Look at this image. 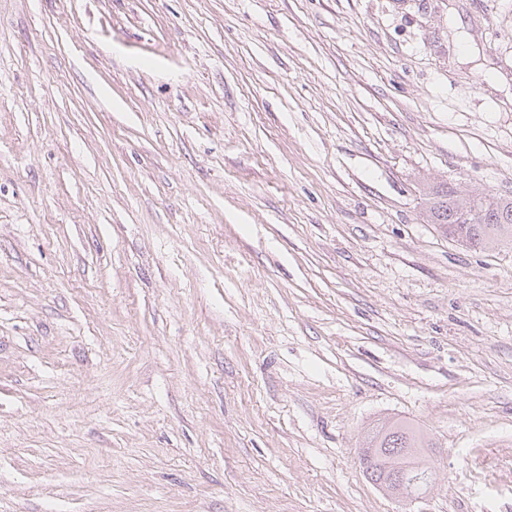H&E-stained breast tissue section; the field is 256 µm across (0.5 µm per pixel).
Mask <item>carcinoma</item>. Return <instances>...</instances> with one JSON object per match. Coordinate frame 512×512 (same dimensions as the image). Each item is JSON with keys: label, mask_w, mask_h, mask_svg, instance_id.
Returning <instances> with one entry per match:
<instances>
[{"label": "carcinoma", "mask_w": 512, "mask_h": 512, "mask_svg": "<svg viewBox=\"0 0 512 512\" xmlns=\"http://www.w3.org/2000/svg\"><path fill=\"white\" fill-rule=\"evenodd\" d=\"M430 223L462 246L486 250L512 243V198L478 193L459 198L454 188L442 183L427 198ZM424 437L399 422L388 423L370 432L363 443L360 464L372 478L387 476L386 466L405 464L394 458L395 448H422Z\"/></svg>", "instance_id": "carcinoma-1"}]
</instances>
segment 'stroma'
<instances>
[{"instance_id":"35a3bbf8","label":"stroma","mask_w":512,"mask_h":512,"mask_svg":"<svg viewBox=\"0 0 512 512\" xmlns=\"http://www.w3.org/2000/svg\"><path fill=\"white\" fill-rule=\"evenodd\" d=\"M442 182L512 197V0H0V512H512V245ZM427 201L430 224L462 246L486 250L512 243V198L478 193L459 198L453 187L442 183ZM424 443V437L406 425L399 422L388 423L367 435L360 455V464L368 478L376 476L379 480L381 477H387V464L393 468L397 464L410 463L407 459L392 457L391 451L395 448H427Z\"/></svg>"}]
</instances>
